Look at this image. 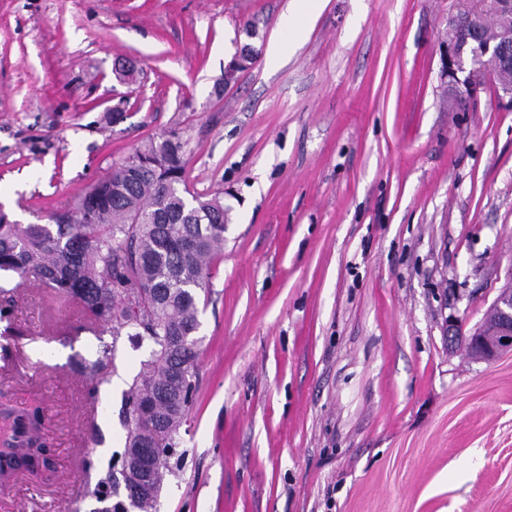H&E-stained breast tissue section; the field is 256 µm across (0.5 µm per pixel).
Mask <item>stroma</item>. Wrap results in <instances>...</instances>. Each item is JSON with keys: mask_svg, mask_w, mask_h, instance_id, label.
Masks as SVG:
<instances>
[{"mask_svg": "<svg viewBox=\"0 0 512 512\" xmlns=\"http://www.w3.org/2000/svg\"><path fill=\"white\" fill-rule=\"evenodd\" d=\"M294 2L0 0V206L47 223L169 131L190 190L223 198L158 512H512V351L448 342L512 281V105L493 74L471 97L442 76L460 0H323L280 31ZM17 281L0 402L41 406L50 451L0 512H93L148 353L124 337L77 375L110 334Z\"/></svg>", "mask_w": 512, "mask_h": 512, "instance_id": "35a3bbf8", "label": "stroma"}]
</instances>
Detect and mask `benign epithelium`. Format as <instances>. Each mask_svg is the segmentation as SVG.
Listing matches in <instances>:
<instances>
[{"instance_id": "benign-epithelium-1", "label": "benign epithelium", "mask_w": 512, "mask_h": 512, "mask_svg": "<svg viewBox=\"0 0 512 512\" xmlns=\"http://www.w3.org/2000/svg\"><path fill=\"white\" fill-rule=\"evenodd\" d=\"M459 27L465 36L448 33L443 71L448 86L470 95L485 69L467 67L465 51L485 59L498 80L500 91L512 100V83L501 77L512 66V0H463L462 8L448 20V27ZM491 312L495 326H474L466 338L471 354L491 361L512 350V283L504 287L495 299ZM155 448H136L124 464L132 491L137 497L150 496L155 487L149 473Z\"/></svg>"}]
</instances>
